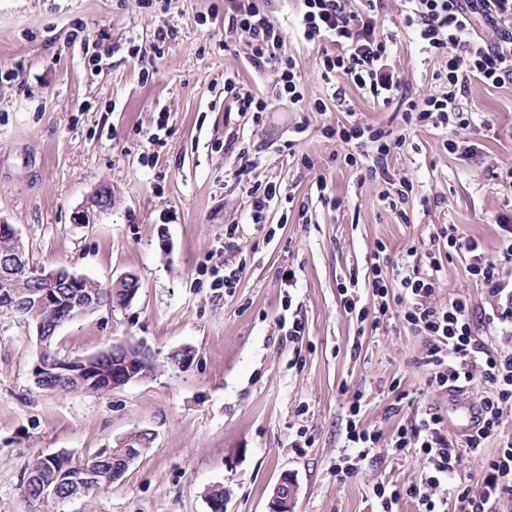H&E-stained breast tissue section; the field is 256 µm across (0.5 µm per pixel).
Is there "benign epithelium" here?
<instances>
[{"mask_svg": "<svg viewBox=\"0 0 512 512\" xmlns=\"http://www.w3.org/2000/svg\"><path fill=\"white\" fill-rule=\"evenodd\" d=\"M112 194L108 187H99L90 206L76 212L77 224H93L95 218L110 210ZM0 230L13 243V248L0 250V299L7 302L25 300L41 309L35 322L38 358L33 369L35 383L49 379L59 383L72 378L80 381L79 389L87 392H105L121 388L130 382L149 376L154 370L151 356L133 345H118L91 356L68 362L53 360L49 354L50 338L59 327L73 323L99 308L98 283L88 277L67 271L64 267L38 269L29 263L26 248L18 231L11 224ZM139 288L135 274L126 273L112 281L113 304L125 306L132 301ZM148 440L134 435L122 446L106 451V457H116L120 465L112 470L109 482L120 479L147 447ZM68 484L71 497L79 495L84 484L96 478V471L89 466L59 472ZM28 483L38 486L39 497L58 496L60 483L42 482L31 474ZM298 486L286 473L273 488L269 503L270 512H294Z\"/></svg>", "mask_w": 512, "mask_h": 512, "instance_id": "1", "label": "benign epithelium"}]
</instances>
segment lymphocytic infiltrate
<instances>
[{"label": "lymphocytic infiltrate", "instance_id": "obj_1", "mask_svg": "<svg viewBox=\"0 0 512 512\" xmlns=\"http://www.w3.org/2000/svg\"><path fill=\"white\" fill-rule=\"evenodd\" d=\"M303 2L305 10L294 27L305 41L321 43L317 67L326 85L344 76L374 101L396 104L406 125L443 131L442 146L449 153L475 155V145L455 137L457 131L478 122L474 111L462 107L460 101L466 98L472 80L495 87L512 82V0H406L403 28L423 48L447 59L443 90L420 101L399 93L400 80L389 64L396 37L378 28L375 0H361L356 10L347 9L345 0ZM224 18L228 30L246 39L254 67L277 69L279 79L272 97L294 105L303 103V77L294 58L281 55L284 32L264 8L256 0H224ZM323 132L354 144V151L344 156L346 166L366 170L388 184L395 182L388 158L404 145L403 136L365 122L327 125ZM398 185L395 196L387 200L394 211L416 193L414 183ZM435 238L446 241L449 251L470 254L469 274L494 299L485 322L512 326V240L505 242L500 255L491 256L452 224L438 229ZM377 250L366 265L363 281L342 286L344 311L369 323L374 331L397 318L425 337L426 349L419 363L429 370L427 387L435 392L477 390L476 407L482 420L463 440L453 439L447 410L424 400L414 408L413 419L387 437L363 425L362 404L353 401L346 412V439L358 454L353 459L342 458L336 474L353 476L354 459H365L385 440L393 452L414 450L427 468L416 482L376 487L381 512H396L404 499L415 501L419 512H498L502 502L512 500V442L492 454L486 453L485 444L502 425L505 409H512V353H499L474 336L473 307L466 295L452 297L445 304L434 303L432 296L442 285L439 260H431L425 274L406 275L393 283L380 264L385 245H378ZM361 284L371 290V307L360 306L353 296ZM466 456L481 462L479 480L473 486L453 482Z\"/></svg>", "mask_w": 512, "mask_h": 512}]
</instances>
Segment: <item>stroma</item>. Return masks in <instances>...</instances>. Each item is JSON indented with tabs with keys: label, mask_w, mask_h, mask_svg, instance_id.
Instances as JSON below:
<instances>
[{
	"label": "stroma",
	"mask_w": 512,
	"mask_h": 512,
	"mask_svg": "<svg viewBox=\"0 0 512 512\" xmlns=\"http://www.w3.org/2000/svg\"><path fill=\"white\" fill-rule=\"evenodd\" d=\"M301 0H268L285 30L282 52L305 81V103L272 101L261 123L238 112L224 79L272 92L278 73L256 69L245 38L225 31L224 0H0V222L14 225L38 268L64 267L105 282L138 276L126 306H101L57 332L60 360L132 343L149 352L150 376L110 392L50 393L32 374L34 326L0 312V512H211L210 493L224 491V512H268L282 472L299 484L295 512H378L377 484L418 480L415 455L373 449L355 475L339 479L348 455L345 408L363 397L365 424L391 434L405 415L389 414L393 382L426 388L418 360L424 337L401 321L360 332L346 314L340 283L364 274L378 244L391 264L425 272L441 259L436 301L463 294L476 311L491 299L467 273L469 257L431 237L445 224L491 255L503 247L512 191L492 180L512 167V83L475 81L469 106L499 131H460L476 156L451 154L437 130L406 131L388 159L396 178L415 185L406 217L381 197V178L356 174L347 145L322 128L351 118L399 126L395 106L340 77L346 101L330 99L317 69L318 44L295 37ZM403 0H380L377 25L397 31L390 59L401 90L421 99L440 90L443 59H425L400 30ZM325 111H311L316 99ZM303 134H296V127ZM239 151L224 149L229 133ZM295 139L294 156L278 151ZM312 168H305L302 157ZM249 178L294 196L275 208L270 229L247 222ZM247 169V168H246ZM112 207L97 223H75L100 186ZM340 199L326 205L322 194ZM239 227L234 252L224 230ZM415 257H408L409 247ZM245 261L234 294L211 288L225 261ZM296 273L295 287L282 274ZM301 341L288 337L294 322ZM144 431L150 444L108 488L58 502L29 500L25 468L33 456L67 452L80 459ZM312 447L300 449V432Z\"/></svg>",
	"instance_id": "35a3bbf8"
}]
</instances>
